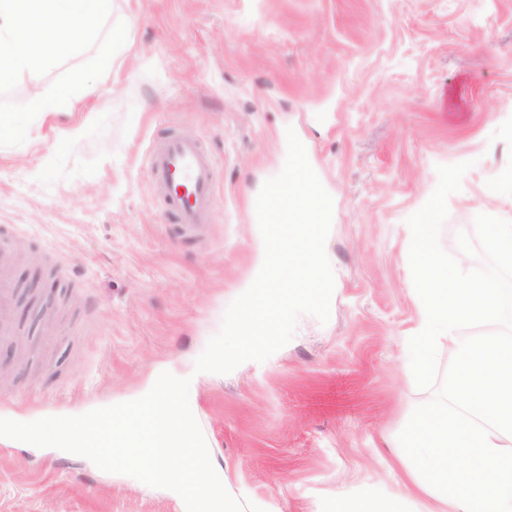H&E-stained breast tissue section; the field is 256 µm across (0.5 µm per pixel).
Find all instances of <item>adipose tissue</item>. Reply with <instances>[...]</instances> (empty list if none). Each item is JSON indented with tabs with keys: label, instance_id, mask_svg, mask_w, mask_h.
Listing matches in <instances>:
<instances>
[{
	"label": "adipose tissue",
	"instance_id": "ef3b65f1",
	"mask_svg": "<svg viewBox=\"0 0 512 512\" xmlns=\"http://www.w3.org/2000/svg\"><path fill=\"white\" fill-rule=\"evenodd\" d=\"M410 247L422 261L424 294L414 358L429 362L432 340L444 338L457 368L452 406L420 421L401 461L403 479L428 512H512V336L458 333L461 324L497 318L500 284L461 285L458 272L433 254L428 225H417ZM452 458L467 468L449 470Z\"/></svg>",
	"mask_w": 512,
	"mask_h": 512
}]
</instances>
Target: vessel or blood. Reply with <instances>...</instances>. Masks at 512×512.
I'll list each match as a JSON object with an SVG mask.
<instances>
[{"label":"vessel or blood","mask_w":512,"mask_h":512,"mask_svg":"<svg viewBox=\"0 0 512 512\" xmlns=\"http://www.w3.org/2000/svg\"><path fill=\"white\" fill-rule=\"evenodd\" d=\"M154 190L165 213L184 232L200 236L216 210L217 172L211 156L193 137L173 134L155 142L146 157ZM13 283L7 268H0V334L12 332Z\"/></svg>","instance_id":"obj_1"}]
</instances>
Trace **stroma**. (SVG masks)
Masks as SVG:
<instances>
[{"mask_svg": "<svg viewBox=\"0 0 512 512\" xmlns=\"http://www.w3.org/2000/svg\"><path fill=\"white\" fill-rule=\"evenodd\" d=\"M124 46L99 83L27 141L0 146V248L13 334L0 417L28 422L190 378V408L233 496L265 512H423L396 442L450 398L457 358L425 375L408 243L431 225L463 280L512 271L486 244L512 212V0H112ZM333 200L330 318L304 314L274 360L227 375L195 360L263 254L248 209L284 166L287 129ZM201 140L218 209L187 235L162 211L151 144ZM0 512H184L171 490L0 437Z\"/></svg>", "mask_w": 512, "mask_h": 512, "instance_id": "1", "label": "stroma"}]
</instances>
